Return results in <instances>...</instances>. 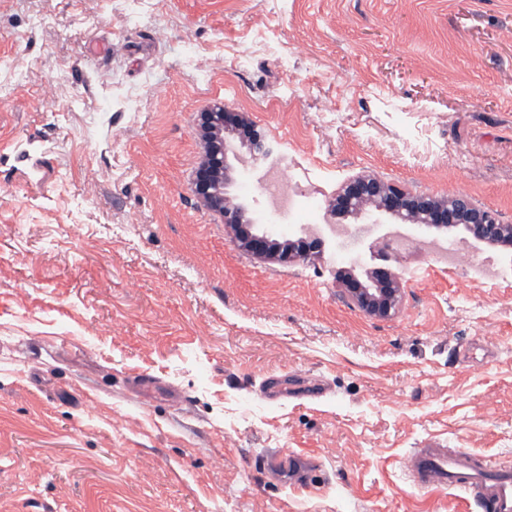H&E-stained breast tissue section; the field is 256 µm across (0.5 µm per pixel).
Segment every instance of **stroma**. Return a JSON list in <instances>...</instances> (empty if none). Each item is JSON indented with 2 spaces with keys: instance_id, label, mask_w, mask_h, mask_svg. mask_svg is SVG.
I'll return each instance as SVG.
<instances>
[{
  "instance_id": "35a3bbf8",
  "label": "stroma",
  "mask_w": 512,
  "mask_h": 512,
  "mask_svg": "<svg viewBox=\"0 0 512 512\" xmlns=\"http://www.w3.org/2000/svg\"><path fill=\"white\" fill-rule=\"evenodd\" d=\"M218 101L321 203L371 176L512 224V0H0V512H482L399 462L512 460V248L364 211L257 257L193 192ZM224 141L245 230L280 240ZM364 224L408 249L335 260ZM377 267L387 318L339 286ZM240 242L247 251L259 257L275 259L281 262L308 258L318 253L321 248V242L318 240H312L309 241V244H301L297 247H275L265 236L248 233L240 236ZM374 288H366L358 282L345 280V296L363 312L378 317H388L402 299L403 284L394 272L377 268L372 272ZM308 465V459L303 454L298 453H272L267 459V466L271 472L288 473L291 477L295 473L305 469Z\"/></svg>"
}]
</instances>
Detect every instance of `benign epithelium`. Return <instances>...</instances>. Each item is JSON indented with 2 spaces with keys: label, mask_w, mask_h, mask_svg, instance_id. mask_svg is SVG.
I'll return each instance as SVG.
<instances>
[{
  "label": "benign epithelium",
  "mask_w": 512,
  "mask_h": 512,
  "mask_svg": "<svg viewBox=\"0 0 512 512\" xmlns=\"http://www.w3.org/2000/svg\"><path fill=\"white\" fill-rule=\"evenodd\" d=\"M237 126L247 131L254 149L266 154V139L236 112H229L220 103L212 111L201 113V129L207 139V153L199 165L194 183L195 194L214 212L224 217V223L241 227L242 208L224 194L223 177L226 165V147L223 131L226 126ZM376 209L411 221L435 227L462 226L476 240L490 244L512 243V224H506L497 212L480 208L466 195H456L446 201L414 194L403 185L386 182L376 177H358L345 186L331 204V211H356L368 201ZM242 246L249 252L281 262L305 259L321 248V242L312 240L297 247H275L263 235L245 233L240 236ZM374 287L366 288L358 282L345 280V296L363 312L388 317L402 299L403 284L394 272L377 268L372 272Z\"/></svg>",
  "instance_id": "obj_1"
}]
</instances>
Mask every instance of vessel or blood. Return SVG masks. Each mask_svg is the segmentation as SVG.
<instances>
[{
    "label": "vessel or blood",
    "mask_w": 512,
    "mask_h": 512,
    "mask_svg": "<svg viewBox=\"0 0 512 512\" xmlns=\"http://www.w3.org/2000/svg\"><path fill=\"white\" fill-rule=\"evenodd\" d=\"M308 459L298 453H273L267 459L270 471L295 474ZM401 468L420 488H448L473 495L488 512H512V464H476L464 448H417L404 458Z\"/></svg>",
    "instance_id": "b4317fda"
}]
</instances>
